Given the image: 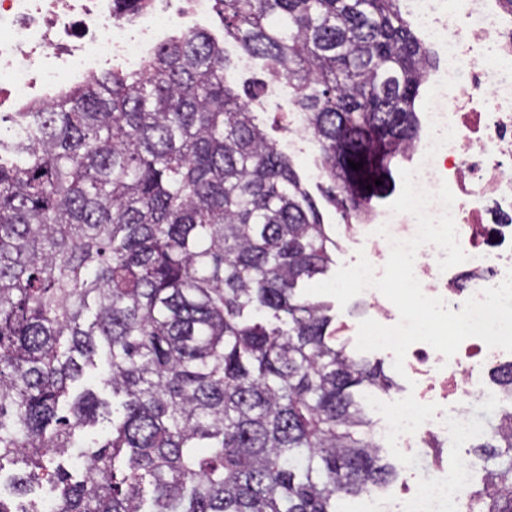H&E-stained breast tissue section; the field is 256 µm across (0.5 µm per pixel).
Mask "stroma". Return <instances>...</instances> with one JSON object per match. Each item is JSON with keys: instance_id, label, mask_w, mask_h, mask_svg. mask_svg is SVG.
Instances as JSON below:
<instances>
[{"instance_id": "1", "label": "stroma", "mask_w": 512, "mask_h": 512, "mask_svg": "<svg viewBox=\"0 0 512 512\" xmlns=\"http://www.w3.org/2000/svg\"><path fill=\"white\" fill-rule=\"evenodd\" d=\"M195 29L207 31L220 46H223L225 55L231 61L230 74L237 89H244L256 80L263 81L262 91L248 101L250 111L254 112L258 122L278 149L291 158L302 186L316 204L324 224L333 231L336 239H343L346 234L345 221L342 212L328 197V180L319 174V150L314 142L298 141L293 124L277 106L283 87L282 80L273 77L265 69L262 60L245 56L236 42L225 37L224 24L217 12L212 11L204 16L188 15L182 27L166 29L160 33L159 39L164 42L180 35L181 31ZM324 301L330 307L333 327L339 330V340L345 341L349 354H356L355 328L366 317V306L362 297H354L344 306L339 305L338 301L329 295L325 296Z\"/></svg>"}]
</instances>
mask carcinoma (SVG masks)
I'll list each match as a JSON object with an SVG mask.
<instances>
[{
	"mask_svg": "<svg viewBox=\"0 0 512 512\" xmlns=\"http://www.w3.org/2000/svg\"><path fill=\"white\" fill-rule=\"evenodd\" d=\"M214 2L341 208L386 195L432 67L400 0ZM228 69L193 31L0 113V512L43 484L51 512H337L393 473L364 408L391 378L299 292L336 240ZM492 377L512 394V363ZM487 432L470 500L512 512V409Z\"/></svg>",
	"mask_w": 512,
	"mask_h": 512,
	"instance_id": "obj_1",
	"label": "carcinoma"
}]
</instances>
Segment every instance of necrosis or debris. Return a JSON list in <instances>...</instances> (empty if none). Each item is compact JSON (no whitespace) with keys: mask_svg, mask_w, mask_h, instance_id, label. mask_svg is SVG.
I'll return each mask as SVG.
<instances>
[{"mask_svg":"<svg viewBox=\"0 0 512 512\" xmlns=\"http://www.w3.org/2000/svg\"><path fill=\"white\" fill-rule=\"evenodd\" d=\"M427 46L444 64L432 72L423 113L426 133L408 150L417 183L433 193L448 185L452 213L467 261L440 270L445 253L419 248L414 273L425 295L453 311L498 285L512 268V0H404ZM135 29H126L112 0H0V94L35 104L119 57L141 64L158 33L175 15L146 6ZM387 235H379V227ZM413 215L389 207L348 226V240L363 249L375 270L390 254V238L407 240ZM501 349L465 339L454 359L429 344H412L404 369L412 393L391 400L379 440L390 441L409 476L407 491L370 496L363 512H460L473 484L470 464L423 467L418 451L430 440L469 441L483 431L474 406L495 407V388H474L472 367L499 358Z\"/></svg>","mask_w":512,"mask_h":512,"instance_id":"obj_1","label":"necrosis or debris"}]
</instances>
